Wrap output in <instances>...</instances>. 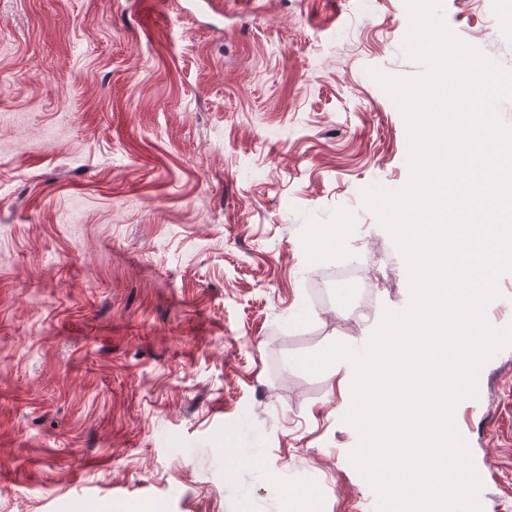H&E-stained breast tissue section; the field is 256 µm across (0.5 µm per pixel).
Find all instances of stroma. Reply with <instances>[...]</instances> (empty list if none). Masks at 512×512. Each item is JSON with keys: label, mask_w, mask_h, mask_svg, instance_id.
Returning a JSON list of instances; mask_svg holds the SVG:
<instances>
[{"label": "stroma", "mask_w": 512, "mask_h": 512, "mask_svg": "<svg viewBox=\"0 0 512 512\" xmlns=\"http://www.w3.org/2000/svg\"><path fill=\"white\" fill-rule=\"evenodd\" d=\"M512 0H444L512 68ZM404 0H0V512H376L349 461L363 348L409 302L362 205L406 184L368 68ZM454 420L512 512V347Z\"/></svg>", "instance_id": "obj_1"}]
</instances>
